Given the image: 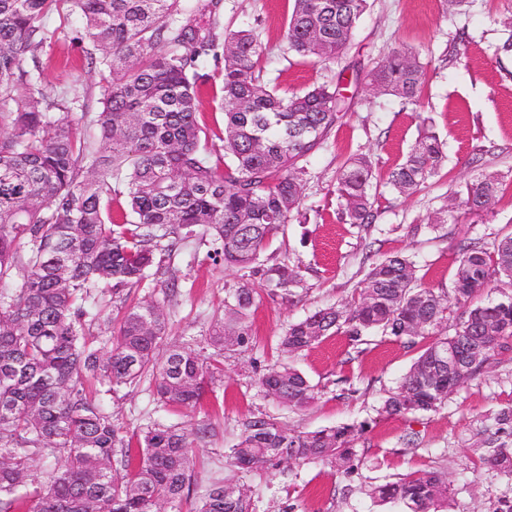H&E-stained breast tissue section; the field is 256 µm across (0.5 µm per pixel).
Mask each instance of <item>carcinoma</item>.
Returning <instances> with one entry per match:
<instances>
[{
    "mask_svg": "<svg viewBox=\"0 0 512 512\" xmlns=\"http://www.w3.org/2000/svg\"><path fill=\"white\" fill-rule=\"evenodd\" d=\"M367 4L294 0L288 50L313 63L336 60ZM54 11L82 22L87 67L103 81L94 112L78 77L57 97L43 91L38 56L55 41ZM263 54L253 27L224 28V0H0V512H158L162 502L176 509L184 500L191 433L152 421L125 435L85 379L108 394L147 381L161 402L195 407L221 379L224 351L253 346L257 289L246 281L224 298V316L205 333L207 356L179 345L160 352L168 317L157 301L127 307L101 341L90 325L103 297L124 304L125 290L153 275H169L172 301L177 275L165 258L198 233L224 265L289 296L299 287L300 267L268 265L264 254L299 210L304 162L335 127L343 98L326 82L280 90L262 77ZM211 59L223 60L220 149L198 120ZM370 81L417 105L425 67L417 53L397 48ZM74 110L77 120L55 116ZM445 160V144L423 129L389 184L416 194ZM372 168L358 152L336 169L345 221L364 230L379 216ZM501 190L497 176H476L458 192L457 208L487 211ZM452 281L448 291L430 288L415 260L383 256L368 264L350 300L289 324L279 347L294 356L328 336L356 345L374 332L392 336L416 356L381 412L435 411L512 344V232L462 246ZM485 292L500 297L483 301ZM460 348L466 357L457 369L449 358ZM256 384L291 410L317 399L316 385L290 363L268 367ZM488 421L491 435L471 445V456L512 481V405ZM364 432H302L253 418L226 456L243 475L288 460L321 461L348 475ZM36 455L59 460L37 482ZM448 494L446 474L434 470L370 489L408 512H446ZM196 512H256L252 490L238 479L213 481Z\"/></svg>",
    "mask_w": 512,
    "mask_h": 512,
    "instance_id": "1",
    "label": "carcinoma"
}]
</instances>
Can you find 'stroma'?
Returning <instances> with one entry per match:
<instances>
[{"instance_id":"1","label":"stroma","mask_w":512,"mask_h":512,"mask_svg":"<svg viewBox=\"0 0 512 512\" xmlns=\"http://www.w3.org/2000/svg\"><path fill=\"white\" fill-rule=\"evenodd\" d=\"M292 8L293 0H224V25H255L265 49L264 78L277 79L290 91L337 81L349 103L306 163L300 220L275 235L267 251L300 266L301 299L289 302L279 290L257 282L250 317L257 343L225 352L222 380L196 409L161 405L145 383L120 388L105 403L126 431L156 420L192 432L193 496L183 501L184 512L209 483L236 477L224 451L237 441L243 422L261 414L298 431L361 423L366 432L356 445L361 465L350 477L325 463L299 461L250 473L246 481L256 512H401L399 505L377 503L369 490L418 469L445 472L448 512H486L490 500L512 492V485L474 468L464 441L486 416L512 404V348L496 354L483 374L449 395L437 411L408 417L378 411L385 392L413 360L409 349L387 336L370 337L359 351L347 337L330 336L295 357L297 369L320 390L306 410L278 406L259 393L255 381L281 360L278 340L288 322L352 294L369 241H377L381 253L413 256L427 286L448 289L461 241L512 230V52L501 49L512 0H469L459 12L445 11L442 0H368L347 54L327 65L289 55L283 33ZM49 24L57 40L40 56L44 90L55 94L79 74L99 92L101 77L86 66L76 19L54 14ZM397 47L416 50L427 68L419 104L369 90L370 70ZM423 121L444 142L447 166L424 190L402 196L389 185V173L405 158ZM359 151L370 155L373 183L382 193L381 216L366 234L345 223L336 191L338 164ZM488 173L504 183L491 211L465 215L451 208L454 191ZM414 224L420 227L415 234ZM210 249V243L194 238L171 256L182 288L169 305L167 342L201 348L204 331L224 313L228 291L241 283L238 269L208 259ZM162 298L151 280L131 289L127 304L103 303L93 334L105 337L118 329L126 305Z\"/></svg>"}]
</instances>
